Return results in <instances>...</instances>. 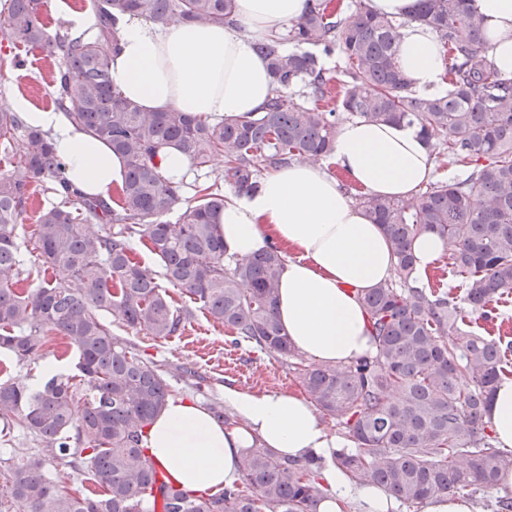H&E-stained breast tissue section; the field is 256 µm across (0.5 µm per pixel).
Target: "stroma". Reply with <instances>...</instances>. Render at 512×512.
<instances>
[{
	"mask_svg": "<svg viewBox=\"0 0 512 512\" xmlns=\"http://www.w3.org/2000/svg\"><path fill=\"white\" fill-rule=\"evenodd\" d=\"M22 55L24 67L0 71V101L16 98L27 100L33 107L47 111L53 109V89L44 80V72L55 65L38 48H20L0 37V57ZM57 195L40 192L28 201L17 226L18 241L29 264L40 265L41 259L33 248L31 234L42 208L58 204ZM173 304L189 307L193 318L181 334L156 341L144 333L134 331L123 322L105 314L114 335L126 340L135 353L162 364L164 375L175 394L198 402H223L225 386L261 395L274 392L303 394L304 389L289 360L259 351L253 344H232L224 327L214 322L209 314L193 307L188 296L178 289H170ZM76 354L67 349L61 337H47L43 347L25 361L19 362L8 355L0 356V381L25 382L39 385L47 375V365H55L57 372L75 374ZM192 375H185V368Z\"/></svg>",
	"mask_w": 512,
	"mask_h": 512,
	"instance_id": "stroma-1",
	"label": "stroma"
}]
</instances>
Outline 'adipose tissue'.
I'll return each mask as SVG.
<instances>
[{
	"instance_id": "obj_1",
	"label": "adipose tissue",
	"mask_w": 512,
	"mask_h": 512,
	"mask_svg": "<svg viewBox=\"0 0 512 512\" xmlns=\"http://www.w3.org/2000/svg\"><path fill=\"white\" fill-rule=\"evenodd\" d=\"M381 15L402 21L398 55L418 94L446 89L436 35L410 18L415 0H368ZM485 24L486 54L512 77V0H470ZM306 0H236L235 25L157 24L119 17L112 79L121 97L148 112L178 110L218 122L262 111L274 85L257 42L297 22ZM26 122L48 132L73 188L111 201L121 186L124 158L74 125L63 111L14 102ZM333 161L368 193L411 196L435 174L432 149L418 127L351 119L340 125ZM225 258L252 255L269 245L285 257L276 316L291 344L323 362L347 363L371 349L360 298L393 274L390 244L380 225L353 203L324 165L299 162L268 173L254 190L224 195L218 216ZM232 421L200 403L173 397L147 427L148 454L176 484L195 493L232 484L243 455L255 443L280 456L323 457L321 512H340L356 499L361 512H392L383 489L357 485L337 468L341 442L329 436L309 400L293 393L261 395L225 387ZM487 418L498 447L512 448V379L495 386Z\"/></svg>"
}]
</instances>
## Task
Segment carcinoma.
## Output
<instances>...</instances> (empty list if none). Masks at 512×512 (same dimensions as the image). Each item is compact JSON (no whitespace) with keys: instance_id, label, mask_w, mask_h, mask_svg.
<instances>
[{"instance_id":"cac0c4a2","label":"carcinoma","mask_w":512,"mask_h":512,"mask_svg":"<svg viewBox=\"0 0 512 512\" xmlns=\"http://www.w3.org/2000/svg\"><path fill=\"white\" fill-rule=\"evenodd\" d=\"M468 2L417 0L411 16L447 48L448 90L441 95L411 89L397 53L403 23L365 0L346 14L331 0H307L287 35L256 44L274 81L264 110L207 123L176 110L146 112L120 96L112 80L114 24L128 14L163 25H233L234 0H93L97 31L86 40L49 35L42 0H9L0 33L58 59L49 72L56 108L122 155L126 175L115 208L82 196L66 180L49 135L0 111V150L25 139L0 175V352L20 362L52 332L78 355L75 376L55 374L38 388L0 382V433L19 426L44 443L40 453L16 459L0 512H156L160 500L162 512H318L319 456L291 460L258 443L243 457L238 481L196 494L148 455L145 429L173 390L161 366L130 351L100 313L166 340L182 332L192 311L175 308L156 272L134 261L135 238L148 243L167 283L234 342L291 360L306 393L352 443L336 450V466L358 483L381 487L402 504L497 486L512 469V450L495 445L486 412L494 386L512 372V341L462 325L470 316L496 318L489 304L512 293V77L488 62L484 22ZM337 51L349 77L340 88L322 60ZM351 118L417 126L437 165L455 176L407 199L356 198L390 242L394 277L361 298L373 352L331 365L298 353L276 318L282 253L271 248L225 263L215 221L224 194L216 181L196 187L197 204L176 223L164 220L182 183L166 180L157 158L168 145L200 169L222 157V180L253 189L262 166L329 156L339 125ZM48 183L62 200L41 212L35 249L42 266L27 269L17 224L23 205ZM92 219L106 232L88 233ZM424 230L447 242L461 293L412 285L413 242ZM33 276L37 287H21ZM78 377L90 382L92 398L79 395ZM59 460L78 477L92 476L101 491L68 488L51 471Z\"/></svg>"}]
</instances>
